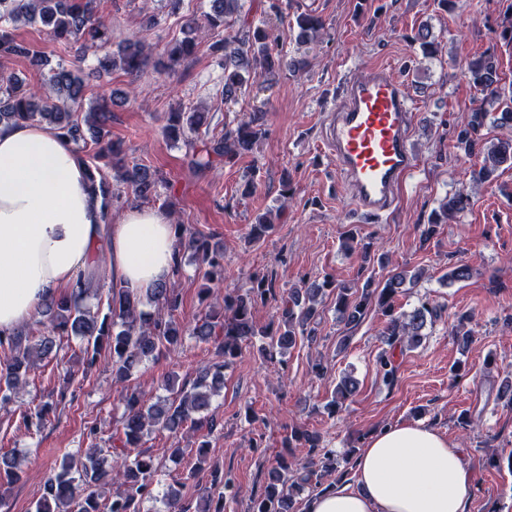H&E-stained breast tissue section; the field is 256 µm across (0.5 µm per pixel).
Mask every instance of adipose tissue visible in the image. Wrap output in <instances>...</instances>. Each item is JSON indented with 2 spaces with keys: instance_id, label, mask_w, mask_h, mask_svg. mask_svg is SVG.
<instances>
[{
  "instance_id": "ef3b65f1",
  "label": "adipose tissue",
  "mask_w": 512,
  "mask_h": 512,
  "mask_svg": "<svg viewBox=\"0 0 512 512\" xmlns=\"http://www.w3.org/2000/svg\"><path fill=\"white\" fill-rule=\"evenodd\" d=\"M165 212L131 207L103 233L86 165L60 133L0 124V334L38 304L71 293L106 241L112 284L138 292L168 281L177 262ZM474 477L458 443L421 422H397L361 448L354 478L308 496L303 512H469Z\"/></svg>"
}]
</instances>
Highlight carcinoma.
Instances as JSON below:
<instances>
[{"label":"carcinoma","mask_w":512,"mask_h":512,"mask_svg":"<svg viewBox=\"0 0 512 512\" xmlns=\"http://www.w3.org/2000/svg\"><path fill=\"white\" fill-rule=\"evenodd\" d=\"M40 25L47 29L54 44L64 48H77L84 53L112 43V25L99 13V0H0V61L23 58L39 70H49L47 83L56 97L43 96L41 89L16 74H0V124L16 122H43L58 130L72 149L81 157H88L86 169L88 182L99 199L105 229L112 226V206L119 196L112 192V183L123 186L134 200L152 201L160 196L159 188L167 180L158 169L129 163L122 156L119 145L112 142L107 122L112 116L111 105L103 99L94 108L84 109L87 85L84 78L65 62L52 63L45 51L33 48L13 34L17 23ZM238 26L234 34L215 41L213 53L224 61V99L234 100L244 94L251 82L261 76L270 77L285 65L300 69L306 60H285L282 54L273 55L270 34L261 25L249 19L241 0H208L205 28L215 30ZM297 39L311 41L313 34L323 27L320 18L310 14L295 17ZM202 28L192 22L185 24L184 37L169 50L162 68L174 72L194 53ZM150 53L144 43L128 39L117 54H105L97 67L98 77H105L118 68L130 76H138L148 66ZM464 75L473 85L485 92L486 100L500 103V122H512V97L505 100L498 84L495 58L483 55L467 61ZM488 112L482 108L472 113L468 129L460 134L459 144L466 153L475 149L471 130L483 124ZM207 114L196 106H181L170 112L166 133L171 141L182 143L189 157V166L198 173L210 170L214 162L222 159L228 163L246 154L252 145L266 134L263 114L254 111L240 121L237 128L220 138H213L202 146L190 140L188 134L201 129ZM112 157V180H107L93 161ZM512 166V140L500 141L487 149L474 180H490L498 167ZM471 197L462 187L444 199L434 211L431 221L423 225L421 236L429 238L448 217L464 211ZM176 252H189L203 270L205 279L213 282L224 275V248L211 243L205 236L177 234ZM406 282L403 271L392 273L381 288L366 283L358 292L349 285L323 277L307 288L288 292L279 308L277 328L259 327L253 319V309L258 301L273 294V284L261 277L256 286L244 293L221 292L219 288L203 289L205 310L190 331L198 340L212 344L214 359L200 368L190 387H176V380L169 377L165 387L173 393L171 398L154 402L144 399L137 391L122 395L124 413L120 446L113 448V461H108L104 449L97 443L98 428H87L89 447L75 455L67 456L60 466L51 470L45 479L42 494L32 512H100L101 489L113 481L121 490L112 495L107 512H143L147 501H159L162 507L155 512H188L179 489L169 488L162 498L154 495L153 480L157 466L154 458L141 450L143 440L153 431H166L181 435L189 428H203L213 432L214 421L207 411L212 398L224 387V369L242 354L243 343L257 336L269 339L262 352L272 356L283 354L294 347L297 336L304 335L307 326L318 317L319 297L326 293L335 296L339 320L352 328L366 317L370 305H375L386 316L383 336L393 348H415L422 340V329L427 318L434 317L435 309L423 302L408 314L394 313L393 298ZM93 283H81L72 297L52 298L41 304L45 320L37 322L39 329H21L11 336H0V349L7 352L0 364V392L3 399L18 396L27 384L36 361L51 362L58 357L56 337L79 339L85 349L92 350L86 359L83 374H88L96 364L97 354L106 350L112 359V373L118 381L129 380L141 364L156 359L165 350L183 343L185 329L175 318L181 299L179 292L169 283L138 294L128 288L112 289V304L108 311H99L82 303L83 296L96 295ZM156 304L155 313L144 310L147 304ZM384 383L391 386L397 379L398 366L393 356L382 354L377 361ZM358 382L350 375L341 378L325 409L330 416L353 396ZM51 411L50 404L26 407L20 410V419L28 427L41 428ZM317 432L293 429L284 438L283 447L302 445L313 450L320 447ZM328 476L336 474L341 479L345 472L337 469L336 454L323 449L319 462L303 464L294 456L280 453L268 472L263 491L253 500L252 512H296L295 496L312 489V478L318 472ZM19 479L17 458L13 454L0 455V482L13 483ZM213 484L222 486L215 506H206L202 512H224V499H234L237 492L231 480L224 479V472L214 469Z\"/></svg>","instance_id":"1"}]
</instances>
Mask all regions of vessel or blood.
Here are the masks:
<instances>
[{
	"label": "vessel or blood",
	"mask_w": 512,
	"mask_h": 512,
	"mask_svg": "<svg viewBox=\"0 0 512 512\" xmlns=\"http://www.w3.org/2000/svg\"><path fill=\"white\" fill-rule=\"evenodd\" d=\"M414 107L403 82L382 64L359 66L329 109L324 143L354 216L384 223L416 169Z\"/></svg>",
	"instance_id": "b4317fda"
}]
</instances>
